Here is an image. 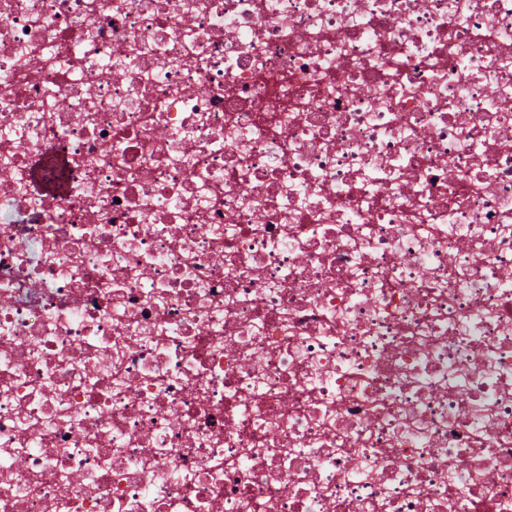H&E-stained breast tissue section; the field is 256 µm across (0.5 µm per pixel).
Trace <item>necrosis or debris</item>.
I'll return each mask as SVG.
<instances>
[{
    "label": "necrosis or debris",
    "mask_w": 512,
    "mask_h": 512,
    "mask_svg": "<svg viewBox=\"0 0 512 512\" xmlns=\"http://www.w3.org/2000/svg\"><path fill=\"white\" fill-rule=\"evenodd\" d=\"M0 512H512V0H0Z\"/></svg>",
    "instance_id": "4bbe7bcc"
}]
</instances>
